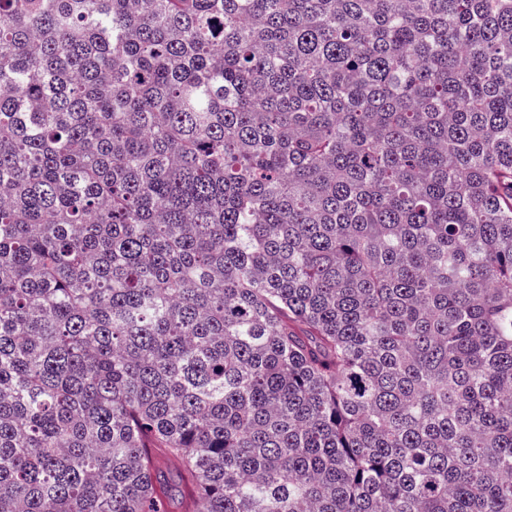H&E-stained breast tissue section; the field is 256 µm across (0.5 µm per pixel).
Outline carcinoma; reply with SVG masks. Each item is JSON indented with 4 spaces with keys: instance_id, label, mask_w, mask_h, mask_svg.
<instances>
[{
    "instance_id": "obj_1",
    "label": "carcinoma",
    "mask_w": 512,
    "mask_h": 512,
    "mask_svg": "<svg viewBox=\"0 0 512 512\" xmlns=\"http://www.w3.org/2000/svg\"><path fill=\"white\" fill-rule=\"evenodd\" d=\"M512 512V0H0V512Z\"/></svg>"
}]
</instances>
